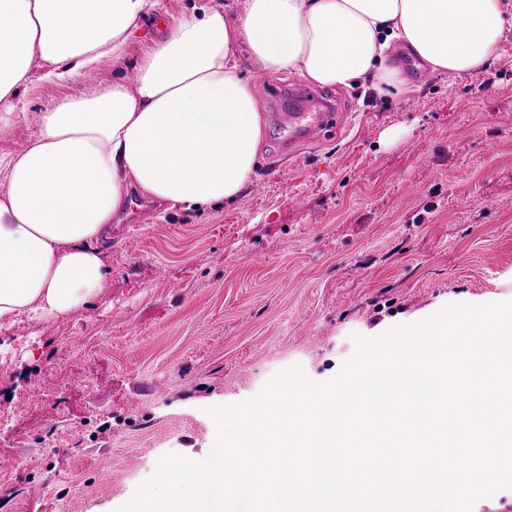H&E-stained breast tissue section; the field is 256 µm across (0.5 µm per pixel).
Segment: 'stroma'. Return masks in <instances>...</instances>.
Listing matches in <instances>:
<instances>
[{"label": "stroma", "mask_w": 512, "mask_h": 512, "mask_svg": "<svg viewBox=\"0 0 512 512\" xmlns=\"http://www.w3.org/2000/svg\"><path fill=\"white\" fill-rule=\"evenodd\" d=\"M161 0L137 23L120 63L95 81L47 83L32 66L27 121L0 141L26 149L39 112L126 78L191 4ZM237 61L259 112L289 109L283 83L247 47ZM404 90L329 87L349 113L293 163L270 168L263 127L253 179L205 210L158 202L148 223L113 224L97 247L109 278L67 314L0 327V512H115L168 452L199 460L215 426L205 407L254 396L301 364L334 376L374 336L446 304L512 301V31L475 77L434 72L406 46L389 59Z\"/></svg>", "instance_id": "stroma-1"}]
</instances>
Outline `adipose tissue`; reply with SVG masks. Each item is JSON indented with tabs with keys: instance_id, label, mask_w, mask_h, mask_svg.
I'll return each instance as SVG.
<instances>
[{
	"instance_id": "ef3b65f1",
	"label": "adipose tissue",
	"mask_w": 512,
	"mask_h": 512,
	"mask_svg": "<svg viewBox=\"0 0 512 512\" xmlns=\"http://www.w3.org/2000/svg\"><path fill=\"white\" fill-rule=\"evenodd\" d=\"M159 0H0V140L26 116L19 88L32 61L63 84L123 59ZM512 0H246L238 24L193 5L153 42L134 83L67 96L40 113L27 148L0 153V326L88 304L109 271L95 241L129 185L188 209L236 198L256 164L262 120L236 60L245 44L271 72L326 86L374 73L402 40L432 69L475 76L498 59Z\"/></svg>"
}]
</instances>
